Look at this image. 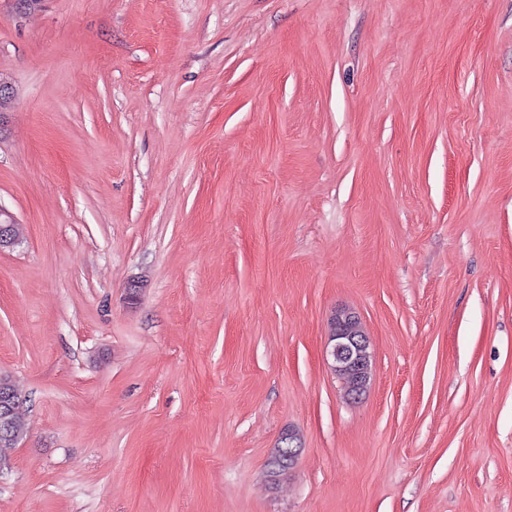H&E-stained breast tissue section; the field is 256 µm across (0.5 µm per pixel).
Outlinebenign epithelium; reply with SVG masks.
<instances>
[{
	"label": "benign epithelium",
	"mask_w": 512,
	"mask_h": 512,
	"mask_svg": "<svg viewBox=\"0 0 512 512\" xmlns=\"http://www.w3.org/2000/svg\"><path fill=\"white\" fill-rule=\"evenodd\" d=\"M17 219L0 206V252L14 247L19 238L15 234ZM325 357L330 369L337 374L352 371L360 379V389L367 388L372 367V351L369 339L359 316L351 310L336 312L331 322V331L325 346ZM23 398L8 377L0 376V443L11 447L17 445L12 435L16 418L23 414ZM302 449L287 446L276 463L278 470L291 471L297 464Z\"/></svg>",
	"instance_id": "obj_1"
}]
</instances>
